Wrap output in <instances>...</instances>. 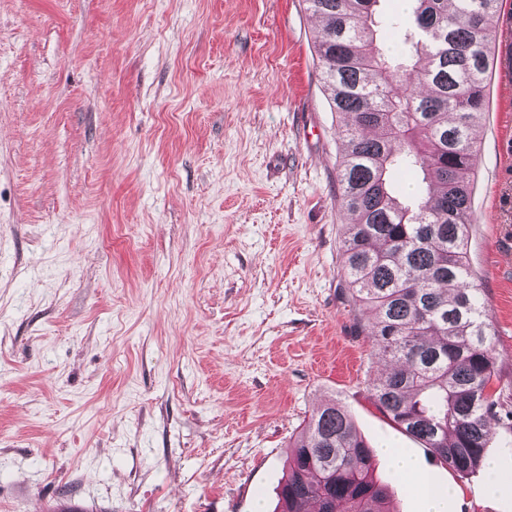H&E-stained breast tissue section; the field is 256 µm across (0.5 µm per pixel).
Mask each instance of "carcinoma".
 I'll return each instance as SVG.
<instances>
[{"mask_svg":"<svg viewBox=\"0 0 512 512\" xmlns=\"http://www.w3.org/2000/svg\"><path fill=\"white\" fill-rule=\"evenodd\" d=\"M332 110L347 118L337 178L348 216L346 287L367 307L381 414L455 471L484 461L500 398L487 392L495 348L467 256L478 130L494 67L491 17L500 0H411L404 27L381 0H305ZM401 30L391 47L377 31ZM421 172L400 199L394 170ZM346 408L321 405L297 438L279 487L280 512H389L388 487Z\"/></svg>","mask_w":512,"mask_h":512,"instance_id":"cac0c4a2","label":"carcinoma"}]
</instances>
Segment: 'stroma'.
I'll return each instance as SVG.
<instances>
[{
  "label": "stroma",
  "instance_id": "stroma-1",
  "mask_svg": "<svg viewBox=\"0 0 512 512\" xmlns=\"http://www.w3.org/2000/svg\"><path fill=\"white\" fill-rule=\"evenodd\" d=\"M317 29L304 0H0V512H273L330 400L447 512H512V419L495 483L369 399ZM506 141L495 90L468 259L512 411ZM416 488L423 500L424 512H443V500L452 495V490H434L421 477L416 478Z\"/></svg>",
  "mask_w": 512,
  "mask_h": 512
}]
</instances>
